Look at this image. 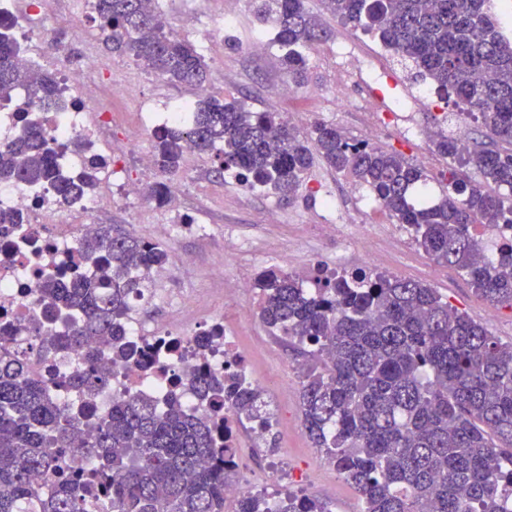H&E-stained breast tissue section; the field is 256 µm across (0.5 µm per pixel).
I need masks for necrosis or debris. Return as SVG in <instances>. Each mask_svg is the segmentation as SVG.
Masks as SVG:
<instances>
[{"mask_svg": "<svg viewBox=\"0 0 512 512\" xmlns=\"http://www.w3.org/2000/svg\"><path fill=\"white\" fill-rule=\"evenodd\" d=\"M98 57L88 53L68 62L59 74L60 86L71 103L67 112H45L42 128L50 145L56 146L75 139L88 143L92 153L106 156L107 149L97 127L85 122L86 113L95 111L96 101L84 90L87 75L100 71ZM99 206L98 197H86L74 203L72 209H61L49 188H30L21 184L0 182V210L22 214L24 222L15 231L0 234V331L11 336L7 348L15 354H29V370L35 378L61 381L73 378L83 368L79 355L59 356L39 352L46 332L40 320L35 287L48 274L75 273L79 241L94 235L98 226L92 220ZM173 321L156 325L139 318H130L125 328L128 340L145 352L143 365L113 362L109 352H101V362L112 373L108 391L93 400L74 390L61 392L63 402L76 406L88 403L94 412L108 408L113 400L143 394L158 404H165L170 395H179L187 413L212 417L214 409L201 406L195 396L190 377L199 369L214 375L231 371L248 385L261 388L253 355L244 349L242 337L224 326V312L209 306L208 299H199L205 308L203 327L191 323L189 314L181 308L179 298H165ZM217 329L221 335L208 348L198 346L201 329ZM224 432L231 453L227 459L234 476L224 496L237 500L255 492H264L267 499L279 500L281 489L292 477L291 464L275 462L267 472L248 469L243 457L246 445H259L266 436L281 428L280 419L266 416L264 423L239 419L231 410H224Z\"/></svg>", "mask_w": 512, "mask_h": 512, "instance_id": "obj_1", "label": "necrosis or debris"}]
</instances>
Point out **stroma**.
I'll return each mask as SVG.
<instances>
[{
    "instance_id": "stroma-1",
    "label": "stroma",
    "mask_w": 512,
    "mask_h": 512,
    "mask_svg": "<svg viewBox=\"0 0 512 512\" xmlns=\"http://www.w3.org/2000/svg\"><path fill=\"white\" fill-rule=\"evenodd\" d=\"M306 6L322 18L328 35L309 52L311 79L299 88L294 99L281 103L282 115L294 121L304 137L310 136L316 121L336 126L353 140L361 139L367 127L378 126L375 145L398 152L411 163H423L432 177L427 193L437 195L439 178L447 172L450 161L437 154L431 141L420 138L417 131L443 124L446 115L455 114L454 105L441 99L432 81L414 78L394 52L384 50L378 37L324 14L321 0H306ZM159 7L174 25L185 14L195 16L198 34L194 42L203 51L216 97L242 100L255 111L268 110L284 78L280 68L282 51L274 41L272 27L256 20L251 0H159ZM76 10L75 0H51L38 24L41 30L61 38L69 57L94 53L109 69L113 83L135 89L133 99L114 106L112 112L95 113L94 119L103 127L110 150L107 178L113 194H121L124 185L133 181L152 186L161 176L157 170L143 167L140 149L151 146L154 127L162 123L173 105L191 99L193 89L167 83L131 57L107 50L93 17H86L81 30H71ZM223 12L233 14L235 23L218 43L208 34ZM257 36L267 45L265 53L256 54L250 49ZM361 57L374 59L372 72L363 75L353 68V59ZM398 101L403 102L406 112L401 125L387 117ZM173 184L183 209L202 233L176 236L166 242L169 253H188L194 261L188 266L171 265L161 285L190 306L198 295H210L213 307L223 309L225 323L243 335L268 339L272 332L255 317L241 322V311L254 310L255 301L250 297H225L226 285L277 267L280 255L287 252L293 256L292 272L297 276L314 264L348 272L363 268L362 252L352 239L350 227L373 223L377 202L368 187L324 162H317L297 193L287 199L265 188L244 192L230 174L217 178L209 153L184 160ZM329 196L338 201L332 213L323 206ZM96 220L148 239L157 225L178 223L179 217L166 206L130 198L118 207L102 205ZM330 223L342 225L338 237L319 233V225ZM391 260L397 276L437 289L444 301L483 325L500 342L512 343V307L491 305L473 291L466 277L431 261L421 251L409 255L397 252ZM215 263L224 267L223 280H214L210 274ZM283 359L297 377L317 364L315 358L301 353L298 345L281 341L272 356L260 361L262 397L268 410L274 414L287 411L290 425L285 433L269 437L264 452L255 459L259 466L283 454L298 465L311 460L313 445L302 426L299 394L284 390L279 365ZM304 491L325 502L330 512H362L354 489L344 479L334 478L331 471L318 472Z\"/></svg>"
}]
</instances>
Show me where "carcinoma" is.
I'll return each instance as SVG.
<instances>
[{
	"label": "carcinoma",
	"instance_id": "obj_1",
	"mask_svg": "<svg viewBox=\"0 0 512 512\" xmlns=\"http://www.w3.org/2000/svg\"><path fill=\"white\" fill-rule=\"evenodd\" d=\"M345 24L378 35L438 92L480 119L481 133L508 149L464 145L441 134L437 153L456 165L442 175L439 196L424 202L429 176L395 152L350 140L314 123L303 139L278 112H256L211 95L189 104L192 124L153 130L159 171L178 175L189 148L213 152L219 175L293 196L320 157L330 168L369 187L396 224H406L433 261L467 277L485 300L512 307V247L488 265L473 224H512V39L494 0H321ZM258 21L272 24L288 82L309 80L305 50L326 35L305 0H253ZM98 29L112 51L126 54L175 85L201 87L208 65L196 45L165 30L151 0H95ZM14 22L0 16V100L19 87L34 89L29 111L63 112L56 75L19 66ZM106 161L92 156L78 171L59 161L40 121L29 118L0 146V182L48 186L69 204L89 195ZM476 169L481 180L464 172ZM80 261L105 267L101 278L54 276L37 285L44 324L69 321L43 348L81 355L72 379L87 395L111 378L101 367L96 338L112 357L140 362L125 340L124 321L147 293L151 272L167 265L162 246L102 224L80 241ZM316 289L280 270L257 278L256 314L274 332L330 361L301 382L305 429L324 459L358 493L363 512H512V343L504 344L438 292L412 279L366 271L317 270ZM199 399L254 417L261 393L234 374H198ZM91 455L99 467L75 478L58 468L61 453ZM224 434L187 415L178 397L166 407L130 395L90 417L61 402L51 386L27 373L8 351L0 354V512H83L87 497L100 512H224ZM49 482L40 492L35 479ZM236 512H270L259 496L238 500ZM277 512H329L325 503L288 494Z\"/></svg>",
	"mask_w": 512,
	"mask_h": 512
}]
</instances>
